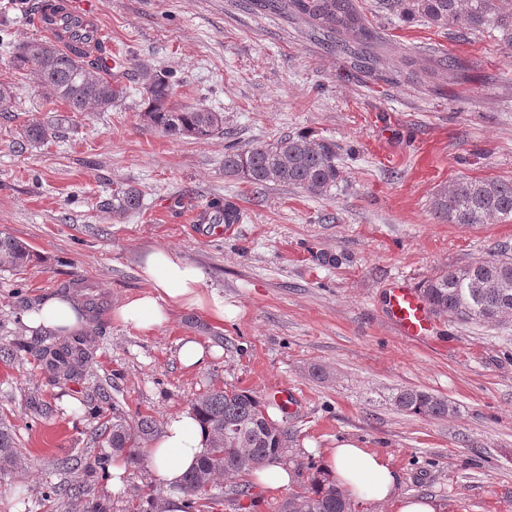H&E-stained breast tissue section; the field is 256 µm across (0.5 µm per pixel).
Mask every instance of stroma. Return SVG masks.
<instances>
[{
  "label": "stroma",
  "mask_w": 512,
  "mask_h": 512,
  "mask_svg": "<svg viewBox=\"0 0 512 512\" xmlns=\"http://www.w3.org/2000/svg\"><path fill=\"white\" fill-rule=\"evenodd\" d=\"M359 3L396 63L379 76L301 21L252 12L244 0H94L125 59L127 94L106 112H72L14 67L17 44L36 32L20 0H0V86L14 96L0 114V232L34 253L0 270V346L14 349L0 358V417L15 425L22 460L0 474V512H83L81 501L45 491L73 482L62 460L103 447L87 412L100 389L163 422L225 387L263 398L292 391V412L269 411L287 420L298 459L354 440L390 457L403 495L436 499L443 512H512V315L496 325L440 319L433 336L411 341L382 309L394 280L420 287L436 270L512 249V221L463 226L431 213L433 195L457 179H512V49L474 35L464 44L455 29ZM445 50L466 58L468 80L436 68ZM145 69L166 73L177 105L223 113V134L199 141L144 126ZM34 120L58 132L22 146ZM299 132L339 147L329 195L225 176L228 149ZM127 186L143 194L139 212L100 208ZM215 200L240 219L205 237L198 219ZM160 247L198 266L235 316L218 323L176 309L147 336L117 323L116 303L145 287L142 255ZM89 294L101 301L88 312L94 363L63 385L35 356L43 332L20 316L47 297ZM187 339L220 354L185 369ZM404 387L447 398L454 414L397 410L391 397ZM157 486L146 462L129 467L120 491L102 481L95 492L127 512Z\"/></svg>",
  "instance_id": "obj_1"
}]
</instances>
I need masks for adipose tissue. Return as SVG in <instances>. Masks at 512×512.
Masks as SVG:
<instances>
[{"label": "adipose tissue", "mask_w": 512, "mask_h": 512, "mask_svg": "<svg viewBox=\"0 0 512 512\" xmlns=\"http://www.w3.org/2000/svg\"><path fill=\"white\" fill-rule=\"evenodd\" d=\"M145 290L125 297L112 311L126 328L150 334L165 326L176 308L198 310L212 320L223 321L224 297L203 289L202 270L184 260L177 251L155 248L141 259ZM22 322L30 329L44 328L67 336L83 330L88 321L64 296L41 300L24 312ZM206 446L205 434L191 412L170 417L161 435L149 450L154 474L168 487L181 483L184 474L196 465ZM320 470L336 482L355 502H370L389 512H440L439 504L428 497H404L398 492L401 474L388 457L356 442L345 441L321 453Z\"/></svg>", "instance_id": "obj_1"}]
</instances>
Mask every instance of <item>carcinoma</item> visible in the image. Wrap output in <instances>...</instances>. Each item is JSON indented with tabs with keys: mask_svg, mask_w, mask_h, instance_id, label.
<instances>
[{
	"mask_svg": "<svg viewBox=\"0 0 512 512\" xmlns=\"http://www.w3.org/2000/svg\"><path fill=\"white\" fill-rule=\"evenodd\" d=\"M381 4L402 19H421L437 28L453 25L490 37L497 33L499 41L512 49V0H381ZM246 5L259 13L294 14L326 33L330 47L351 51L364 64L379 63L370 52L373 35L359 0H246ZM13 63L19 70L32 69L46 97L64 102L72 112L89 108L109 111L124 94V87L112 80L104 62L76 44L66 52L46 40L21 42L15 48ZM141 79L147 102L141 118L147 126L167 135L197 140L224 132L223 113L176 105L174 86L164 75L144 73ZM55 134L54 126L35 120L25 126L23 142L36 147ZM337 149L334 142L317 141L304 133L281 136L224 153V173L255 187L277 182L325 196L336 187ZM141 206L142 192L132 186L113 190L112 201L102 204L119 215L135 212ZM210 209L218 224H234L239 219L237 210L228 203L213 201ZM431 210L436 219L448 224L473 226L511 220L512 179H459L435 193ZM31 257L25 243L0 232V268H19ZM422 293L430 310L440 318L499 323L512 314V256L501 251L480 263L441 269L427 280ZM37 356L55 376L71 381L85 376L92 352L87 339L75 335L39 348ZM392 401L397 410L427 419L445 418L454 412L447 399L412 388L398 389ZM110 410L112 417L101 424L107 447L80 461L82 473L88 478H106L115 455L140 465L144 461L142 444L159 431V421L152 416H130L114 402ZM191 410L207 430L208 446L197 466L177 487L186 501L185 512H221L226 500L238 507L252 496L250 473L294 460L288 456L287 424L272 421L267 403L248 390L206 391L191 401ZM15 438V427L0 418V474L21 465ZM296 468L310 472L315 464L298 460ZM226 476L236 478L228 498L219 487L220 479ZM283 512L353 510L341 490L309 475L301 491L283 505Z\"/></svg>",
	"mask_w": 512,
	"mask_h": 512,
	"instance_id": "1",
	"label": "carcinoma"
}]
</instances>
